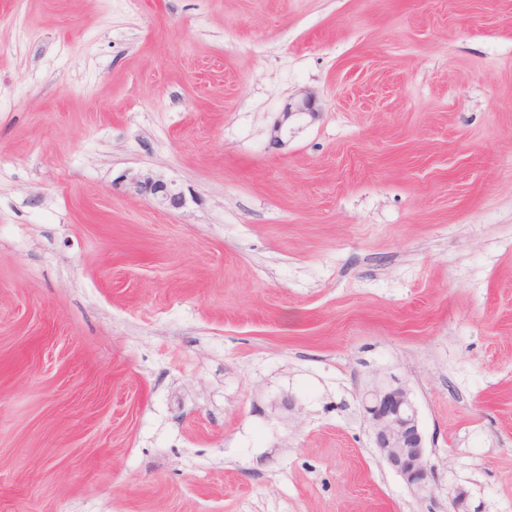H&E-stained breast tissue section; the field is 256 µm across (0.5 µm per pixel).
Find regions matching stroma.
I'll use <instances>...</instances> for the list:
<instances>
[{
  "label": "stroma",
  "instance_id": "1",
  "mask_svg": "<svg viewBox=\"0 0 512 512\" xmlns=\"http://www.w3.org/2000/svg\"><path fill=\"white\" fill-rule=\"evenodd\" d=\"M139 2L0 0V512H512V0ZM361 403L384 462L413 493L426 490L432 467L409 387L394 380H379L362 393Z\"/></svg>",
  "mask_w": 512,
  "mask_h": 512
}]
</instances>
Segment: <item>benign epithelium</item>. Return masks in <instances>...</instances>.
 I'll return each instance as SVG.
<instances>
[{
    "label": "benign epithelium",
    "instance_id": "benign-epithelium-1",
    "mask_svg": "<svg viewBox=\"0 0 512 512\" xmlns=\"http://www.w3.org/2000/svg\"><path fill=\"white\" fill-rule=\"evenodd\" d=\"M132 180L154 195L161 194L173 205L180 200L159 181L139 174ZM361 403L369 419L376 449L384 462L412 492L418 494L426 490L432 478V467L428 464L418 408L409 387L394 380H379L362 393Z\"/></svg>",
    "mask_w": 512,
    "mask_h": 512
}]
</instances>
